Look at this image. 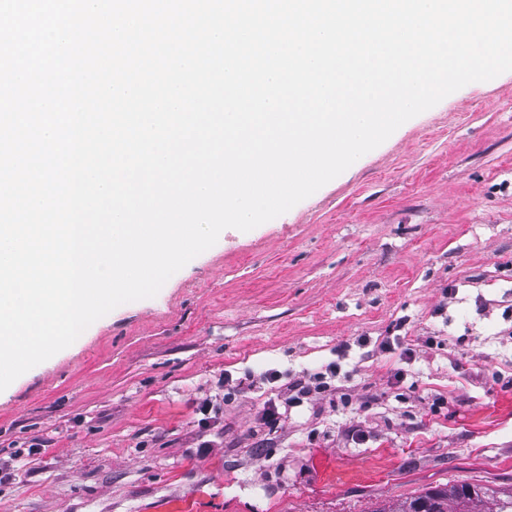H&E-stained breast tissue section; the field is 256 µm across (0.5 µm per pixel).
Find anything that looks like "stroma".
Segmentation results:
<instances>
[{
  "mask_svg": "<svg viewBox=\"0 0 512 512\" xmlns=\"http://www.w3.org/2000/svg\"><path fill=\"white\" fill-rule=\"evenodd\" d=\"M462 481L512 486V71L0 392V512H373Z\"/></svg>",
  "mask_w": 512,
  "mask_h": 512,
  "instance_id": "obj_1",
  "label": "stroma"
}]
</instances>
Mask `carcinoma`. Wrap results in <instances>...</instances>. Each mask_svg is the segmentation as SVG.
Instances as JSON below:
<instances>
[{
    "label": "carcinoma",
    "instance_id": "1",
    "mask_svg": "<svg viewBox=\"0 0 512 512\" xmlns=\"http://www.w3.org/2000/svg\"><path fill=\"white\" fill-rule=\"evenodd\" d=\"M373 512H512V488L469 482L431 487Z\"/></svg>",
    "mask_w": 512,
    "mask_h": 512
}]
</instances>
